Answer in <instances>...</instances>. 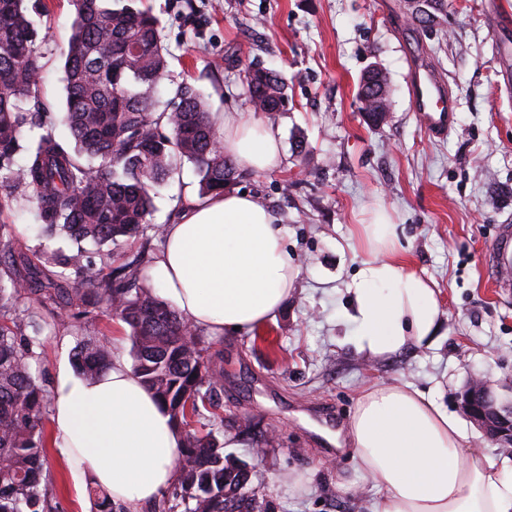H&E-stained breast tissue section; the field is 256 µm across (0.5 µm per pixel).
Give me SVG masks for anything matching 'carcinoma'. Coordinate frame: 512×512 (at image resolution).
<instances>
[{"mask_svg": "<svg viewBox=\"0 0 512 512\" xmlns=\"http://www.w3.org/2000/svg\"><path fill=\"white\" fill-rule=\"evenodd\" d=\"M138 2L73 0L64 51L63 119L72 138L66 145L56 138L50 113L26 108L38 97L46 66L28 0H0V196L28 194L41 235L74 244L30 256L4 240L0 225V512H46L47 399L33 369L42 324L56 318L75 330L74 366L94 379L112 361L107 334L86 331L96 312L128 327L134 372L183 432L174 492L183 512H274L251 488L247 465L225 455L213 432L196 428L203 411L220 406L222 353L143 286L148 253H133L117 267L103 253L107 272L85 282L93 256L82 243L119 246L150 228L156 190L172 178L176 160L198 169L202 197L224 193L237 176L194 87L177 85L168 107L157 110L168 49L159 19ZM246 93L269 114L288 102L282 79L263 69L247 71ZM151 228L165 233L160 225ZM22 298L30 305L18 321L12 312ZM88 494L96 512H125L92 484Z\"/></svg>", "mask_w": 512, "mask_h": 512, "instance_id": "1", "label": "carcinoma"}]
</instances>
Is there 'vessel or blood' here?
<instances>
[{
    "label": "vessel or blood",
    "mask_w": 512,
    "mask_h": 512,
    "mask_svg": "<svg viewBox=\"0 0 512 512\" xmlns=\"http://www.w3.org/2000/svg\"><path fill=\"white\" fill-rule=\"evenodd\" d=\"M411 106L424 132L445 137L454 121L456 102L436 69L421 56H413L408 76ZM493 281L501 292L512 291V226L501 225L488 251Z\"/></svg>",
    "instance_id": "b4317fda"
}]
</instances>
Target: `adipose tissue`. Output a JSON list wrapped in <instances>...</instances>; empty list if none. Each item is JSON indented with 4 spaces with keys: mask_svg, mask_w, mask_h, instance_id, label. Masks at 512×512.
Instances as JSON below:
<instances>
[{
    "mask_svg": "<svg viewBox=\"0 0 512 512\" xmlns=\"http://www.w3.org/2000/svg\"><path fill=\"white\" fill-rule=\"evenodd\" d=\"M220 132L240 166H278L279 141L261 121L227 112ZM354 240L364 258L345 288V319L356 350L391 358L433 347L446 333L441 292L412 268L390 213L378 210L357 225ZM148 274L195 327L220 337L271 319L299 269L271 211L227 192L185 207L167 225ZM52 422L74 471L110 491L126 512L158 500L177 479L183 436L123 358L113 357L94 380L60 367ZM347 433L352 460L377 490L370 512H512V459L473 448L465 425L433 391L366 386Z\"/></svg>",
    "mask_w": 512,
    "mask_h": 512,
    "instance_id": "ef3b65f1",
    "label": "adipose tissue"
}]
</instances>
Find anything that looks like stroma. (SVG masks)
Wrapping results in <instances>:
<instances>
[{"label":"stroma","instance_id":"obj_1","mask_svg":"<svg viewBox=\"0 0 512 512\" xmlns=\"http://www.w3.org/2000/svg\"><path fill=\"white\" fill-rule=\"evenodd\" d=\"M35 16L47 65L37 104L62 120L61 54L74 18L70 0H43ZM161 23L170 56L160 100L188 83L213 116L241 112L266 121L280 142L281 163L242 170L231 190L255 197L277 217L300 275L277 315L259 331L215 340L224 368L222 407L211 417L230 455L252 469L276 512H369L376 491L346 450L322 436L332 412L337 432L361 388L375 382L439 390L450 411L474 373L512 384V296L495 292L486 261L498 225L512 224V32L492 33V16L512 15V0H436V23L415 21L416 0H144ZM426 54L457 102L447 136L428 137L410 104L409 60ZM380 66L389 77L391 110L368 121L357 97L361 75ZM263 67L288 86L284 111L255 112L244 86ZM189 162L154 199L151 221L173 223L199 198ZM393 216L413 267L435 282L449 335L435 348L374 360L357 352L344 319L346 284L362 254L356 225L378 208ZM0 224L21 250L42 240L33 206L0 208ZM71 328L43 333L39 382L51 391L59 364H72ZM276 431L270 445L260 436ZM44 481L58 512H92L76 491L65 452L47 450Z\"/></svg>","mask_w":512,"mask_h":512}]
</instances>
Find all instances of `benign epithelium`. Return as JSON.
I'll return each instance as SVG.
<instances>
[{
  "instance_id": "7a95c632",
  "label": "benign epithelium",
  "mask_w": 512,
  "mask_h": 512,
  "mask_svg": "<svg viewBox=\"0 0 512 512\" xmlns=\"http://www.w3.org/2000/svg\"><path fill=\"white\" fill-rule=\"evenodd\" d=\"M378 71L373 67L363 74L360 100L388 94V87L377 81ZM460 408L500 448L512 452V388L499 393L490 378L473 375L460 393Z\"/></svg>"
}]
</instances>
